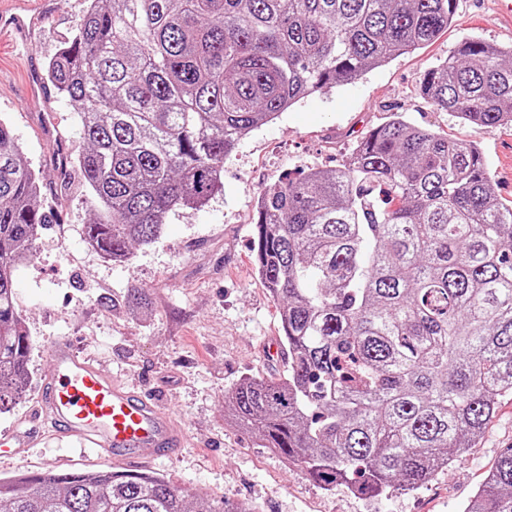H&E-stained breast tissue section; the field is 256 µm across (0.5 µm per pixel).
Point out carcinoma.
Listing matches in <instances>:
<instances>
[{"mask_svg": "<svg viewBox=\"0 0 512 512\" xmlns=\"http://www.w3.org/2000/svg\"><path fill=\"white\" fill-rule=\"evenodd\" d=\"M456 0H88L48 64L81 114L76 166L114 261L223 188L224 157L309 95L448 29ZM478 128L512 124V48L469 38L420 81ZM0 120V414L31 343L13 277L56 214ZM255 264L280 306L288 370L246 377L224 417L329 490L414 491L463 456L512 395V205L474 142L393 115L345 167L264 193ZM146 473L0 480V512H189ZM462 512H512V447Z\"/></svg>", "mask_w": 512, "mask_h": 512, "instance_id": "obj_1", "label": "carcinoma"}]
</instances>
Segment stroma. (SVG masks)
<instances>
[{"instance_id": "obj_1", "label": "stroma", "mask_w": 512, "mask_h": 512, "mask_svg": "<svg viewBox=\"0 0 512 512\" xmlns=\"http://www.w3.org/2000/svg\"><path fill=\"white\" fill-rule=\"evenodd\" d=\"M87 0H28L40 21L27 42L0 39V119L40 177L41 198L59 221L40 229L34 257L19 265L15 303L32 344L20 403L0 415V432L26 430L56 338L71 337L104 374L158 397L186 430L184 448L140 463L81 452L41 428L24 458L0 456V478L26 472L113 470L159 476L215 502L251 512H461L502 449L512 446V396L502 398L466 455L424 488L369 498L339 485L324 490L301 466L262 448L255 434L224 417V395L243 377H279V305L253 255L256 201L285 176L348 164L357 144L392 113L411 124L476 142L501 202L512 204V125L474 128L433 106L420 91L424 72L477 37L512 47L493 0H458L448 30L430 45L396 56L355 83L304 98L249 133L224 161V187L206 205L170 213L154 243L125 262L87 248L94 213L73 157L81 147L73 104L51 93L48 61L83 17ZM142 293L145 309L130 298Z\"/></svg>"}]
</instances>
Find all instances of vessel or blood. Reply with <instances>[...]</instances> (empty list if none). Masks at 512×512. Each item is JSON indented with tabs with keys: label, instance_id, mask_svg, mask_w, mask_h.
<instances>
[{
	"label": "vessel or blood",
	"instance_id": "1",
	"mask_svg": "<svg viewBox=\"0 0 512 512\" xmlns=\"http://www.w3.org/2000/svg\"><path fill=\"white\" fill-rule=\"evenodd\" d=\"M39 419L58 435L97 452L136 461L183 447L187 434L155 399L104 374L69 338L56 339L39 396ZM33 432L0 433V453L23 456Z\"/></svg>",
	"mask_w": 512,
	"mask_h": 512
}]
</instances>
